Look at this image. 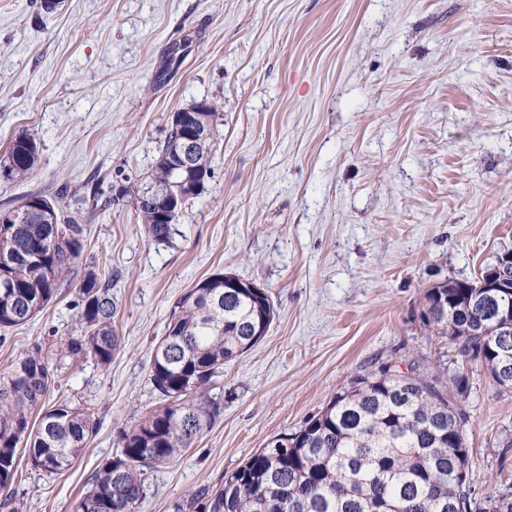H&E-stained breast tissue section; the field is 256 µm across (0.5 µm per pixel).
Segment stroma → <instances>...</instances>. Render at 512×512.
Here are the masks:
<instances>
[{"label": "stroma", "instance_id": "1", "mask_svg": "<svg viewBox=\"0 0 512 512\" xmlns=\"http://www.w3.org/2000/svg\"><path fill=\"white\" fill-rule=\"evenodd\" d=\"M219 106L213 177L157 242L130 202L92 215L91 187L148 176L172 112ZM34 136L33 175L0 180V208L68 188L86 245L60 294L0 336L11 360L80 332L74 290L109 280L108 367H63L51 392L100 430L67 475L21 461L17 512H73L117 433L159 402L150 367L176 302L232 273L275 316L224 366L212 427L148 473L138 512H202L272 439L366 371L417 359L467 376L461 407L477 497L512 484V389L423 326L424 293L475 278L512 249V0H0V151Z\"/></svg>", "mask_w": 512, "mask_h": 512}]
</instances>
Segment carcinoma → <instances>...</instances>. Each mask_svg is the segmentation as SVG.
I'll use <instances>...</instances> for the list:
<instances>
[{"mask_svg": "<svg viewBox=\"0 0 512 512\" xmlns=\"http://www.w3.org/2000/svg\"><path fill=\"white\" fill-rule=\"evenodd\" d=\"M198 121L210 136L198 147L199 168L180 170L177 132L169 129L147 180L182 184L186 199L212 178L218 106L207 100ZM39 148L28 133L16 135L0 154V173L21 180L37 168ZM31 195L13 207V224L0 223V330L32 322L57 297L85 246V226L62 217L61 201ZM157 202L134 207L148 237L171 238L172 225L156 222ZM80 334L62 339L59 362L42 348L11 361L0 373V509L10 507L20 454L50 474L63 475L100 420L89 408L48 402L66 361L94 359L106 367L118 345L117 311L110 285L95 271L77 288ZM422 316L429 331L462 342L465 353L512 388V359L502 366L497 349L512 353V332L500 331L496 305L480 298L465 279L449 278L424 293ZM274 318L271 303L250 289L224 287L216 273L185 293L171 312L150 369L161 403L134 426L118 432V450L93 472L73 512H137L146 495L147 471L167 465L203 436L219 414L210 387L224 363L261 340ZM467 378L432 372L422 363L408 374L384 365L357 376L324 410L298 431L270 442L207 493L203 512H512L505 487L478 501L469 481L472 449L458 398ZM38 417H33L34 413Z\"/></svg>", "mask_w": 512, "mask_h": 512, "instance_id": "cac0c4a2", "label": "carcinoma"}]
</instances>
